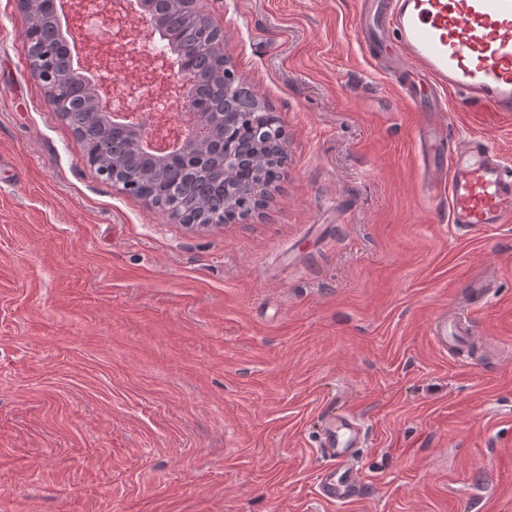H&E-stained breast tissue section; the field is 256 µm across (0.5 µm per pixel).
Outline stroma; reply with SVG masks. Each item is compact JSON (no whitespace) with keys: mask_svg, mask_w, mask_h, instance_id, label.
<instances>
[{"mask_svg":"<svg viewBox=\"0 0 512 512\" xmlns=\"http://www.w3.org/2000/svg\"><path fill=\"white\" fill-rule=\"evenodd\" d=\"M355 6L197 0L288 154L260 209L197 228L85 162L0 0V512H512V223L429 206L423 115ZM460 100L450 135L512 166V116ZM339 414L369 493L330 504Z\"/></svg>","mask_w":512,"mask_h":512,"instance_id":"35a3bbf8","label":"stroma"}]
</instances>
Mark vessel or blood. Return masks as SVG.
<instances>
[{"instance_id":"obj_1","label":"vessel or blood","mask_w":512,"mask_h":512,"mask_svg":"<svg viewBox=\"0 0 512 512\" xmlns=\"http://www.w3.org/2000/svg\"><path fill=\"white\" fill-rule=\"evenodd\" d=\"M361 20L388 34L400 51L395 82L408 104L421 102L411 82L417 75L462 94L468 111L512 114V0H378ZM419 137L429 162L423 190L431 203L447 201L452 224L476 235L486 225L512 223V167L480 135L452 145L447 125L429 123ZM361 443L350 416L326 426L323 446L342 469L322 477L325 499L354 501L364 494L356 465Z\"/></svg>"}]
</instances>
